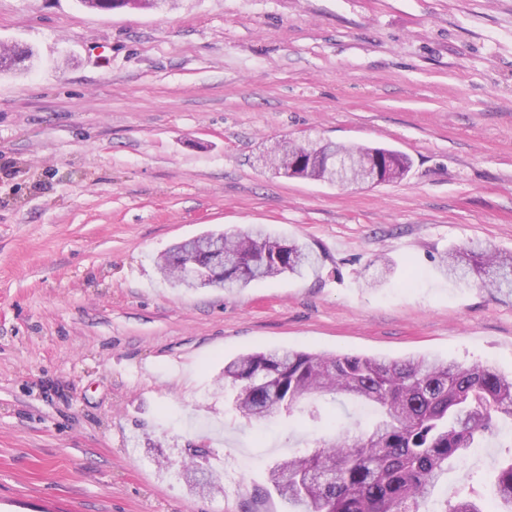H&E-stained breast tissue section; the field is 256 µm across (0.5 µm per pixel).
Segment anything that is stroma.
<instances>
[{
	"label": "stroma",
	"instance_id": "35a3bbf8",
	"mask_svg": "<svg viewBox=\"0 0 512 512\" xmlns=\"http://www.w3.org/2000/svg\"><path fill=\"white\" fill-rule=\"evenodd\" d=\"M168 13L0 0V512H289L268 481L324 436L231 409L224 362L427 354L512 375V297L441 255L512 253V0H177ZM389 147L366 189L274 174L276 141ZM266 227L320 272L178 289L159 256ZM392 264L384 273L380 258ZM220 476L179 478L190 449ZM504 431L433 492L491 499Z\"/></svg>",
	"mask_w": 512,
	"mask_h": 512
}]
</instances>
